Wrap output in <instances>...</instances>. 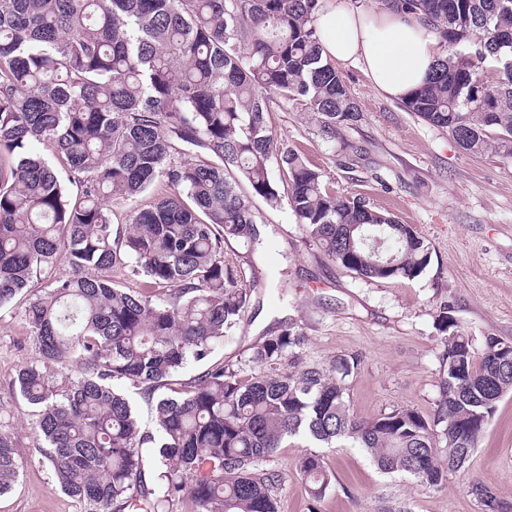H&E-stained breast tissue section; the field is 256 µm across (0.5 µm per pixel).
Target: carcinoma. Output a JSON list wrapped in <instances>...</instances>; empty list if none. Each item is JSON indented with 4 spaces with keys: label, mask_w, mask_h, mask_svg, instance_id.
Here are the masks:
<instances>
[{
    "label": "carcinoma",
    "mask_w": 512,
    "mask_h": 512,
    "mask_svg": "<svg viewBox=\"0 0 512 512\" xmlns=\"http://www.w3.org/2000/svg\"><path fill=\"white\" fill-rule=\"evenodd\" d=\"M329 2L0 0V306L46 283L24 309L36 357L14 388L35 410L56 483L93 512H170L180 499L195 512H278L265 464L292 440L361 448L380 470L436 490L465 473L485 432L477 416L491 418L512 392V341L487 336L476 358L446 302L434 316L445 350L430 420L410 408L355 417L346 379L356 356L262 371L299 360L306 336L294 323L254 347L248 362L260 371L246 380L222 362L178 380L249 306L245 270L224 262V244L266 243L257 198L287 202L325 254L366 282L413 280L430 265L412 225L329 187L266 118L271 104L301 100L330 141L362 121L322 56L316 21ZM381 3L417 15L448 48L404 109L475 154L496 132L511 155L512 0ZM157 183L165 193L113 228L112 204ZM114 267L165 296L95 274ZM127 382L154 403L152 429L116 388ZM296 468L318 512L333 475L313 453ZM21 472L0 432V495ZM481 488L485 512L507 510Z\"/></svg>",
    "instance_id": "obj_1"
}]
</instances>
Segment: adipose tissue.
<instances>
[{
  "label": "adipose tissue",
  "instance_id": "obj_1",
  "mask_svg": "<svg viewBox=\"0 0 512 512\" xmlns=\"http://www.w3.org/2000/svg\"><path fill=\"white\" fill-rule=\"evenodd\" d=\"M324 58L354 62L386 96L405 99L439 55L434 32L415 16L382 10L368 16L340 0L317 20Z\"/></svg>",
  "mask_w": 512,
  "mask_h": 512
}]
</instances>
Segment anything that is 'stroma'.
<instances>
[{
	"mask_svg": "<svg viewBox=\"0 0 512 512\" xmlns=\"http://www.w3.org/2000/svg\"><path fill=\"white\" fill-rule=\"evenodd\" d=\"M363 119L339 142L323 139L300 102L272 107L268 120L279 141L296 150L340 192L386 209L426 238L432 262L411 281L366 282L331 260L298 224L288 205L255 207L274 249L224 247L226 263L250 258L248 309L212 359L239 365L280 326L296 323L307 337L301 364H328L337 356L360 360L347 380L351 412L369 418L408 407L432 416L439 399L444 345L433 326L448 302L459 326L482 353L486 336L512 340V158L502 151L475 155L445 130L430 126L387 97L353 63L338 66ZM361 147L362 157L352 154ZM21 292L0 307V431L14 440L24 463L0 512H85L63 493L38 451L33 411L13 381L32 361ZM297 443L278 449L269 466L278 475L279 512H308L306 487L296 472ZM335 483L319 512H482L465 480L484 483L512 506V393L497 404L466 477L449 475L432 490L401 474H384L361 449H321Z\"/></svg>",
	"mask_w": 512,
	"mask_h": 512,
	"instance_id": "1",
	"label": "stroma"
}]
</instances>
